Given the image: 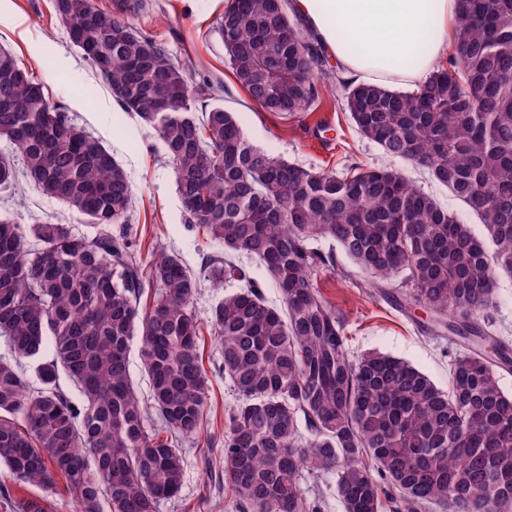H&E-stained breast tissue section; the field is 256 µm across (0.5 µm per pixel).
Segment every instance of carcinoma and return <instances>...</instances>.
Here are the masks:
<instances>
[{"instance_id":"cac0c4a2","label":"carcinoma","mask_w":512,"mask_h":512,"mask_svg":"<svg viewBox=\"0 0 512 512\" xmlns=\"http://www.w3.org/2000/svg\"><path fill=\"white\" fill-rule=\"evenodd\" d=\"M459 2L455 55L411 93L328 76L289 0H226L218 31L254 103L294 115L340 86L359 134L427 170L477 214L483 237L397 170L315 171L251 144L234 113L210 104L220 81L191 89L193 64L132 24L153 0H52L122 111L156 131L188 223L224 247L208 267L212 286L240 283L212 307L211 326L239 394L219 464L243 512H317L307 471L336 475L344 512H512V393L501 387L512 343L492 315L498 272L512 273V0ZM2 140L42 194L96 232L0 216L10 349L0 357V466L19 486L51 490L62 478L77 512H159L183 481L174 439L197 436L207 408L199 280L166 251L143 274L115 231L132 207L125 170L0 48ZM317 237L336 242L371 288L398 284L440 334L466 340L448 390L400 359L349 357L343 322L313 281L336 262L312 247ZM240 256L266 269L280 305ZM134 343L153 424L131 381ZM0 506L48 512L42 498L14 506L2 487Z\"/></svg>"}]
</instances>
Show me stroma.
Wrapping results in <instances>:
<instances>
[{"label": "stroma", "instance_id": "obj_1", "mask_svg": "<svg viewBox=\"0 0 512 512\" xmlns=\"http://www.w3.org/2000/svg\"><path fill=\"white\" fill-rule=\"evenodd\" d=\"M154 11L136 26L162 43L173 60L194 64L190 85L220 77L224 89L218 101L234 112L244 136L274 157L322 171H341L352 163L400 171L442 207L466 224L478 217L447 187L409 161L390 157L361 137L345 110L341 93L326 95L310 110L296 115L263 111L236 83L216 28L224 0H156ZM0 47L9 49L19 64L42 83L51 102L63 106L78 127L101 141L129 177L133 207L125 226L140 265H148L158 249L176 253L199 279L193 310L202 329L203 367L209 400L199 436L180 440L185 466L182 487L163 502L160 512H237L231 493L214 486L206 474V458H220L228 411L238 395L225 381L217 338L210 326L212 306L236 292L237 283L212 287L205 267L223 255L221 245L206 239L187 224L176 189L171 163L155 131L126 114L112 99L103 78L70 40L58 20L52 0H0ZM0 212L27 223L39 217L70 225L79 236L94 227L83 214L39 192L25 173L12 186L0 189ZM314 280L322 296L344 318L350 357L377 351L403 359L447 388L451 346L447 338L425 333L430 314L421 307L405 308L399 289L387 294L365 288V273L346 255H338L335 269L322 270Z\"/></svg>", "mask_w": 512, "mask_h": 512}]
</instances>
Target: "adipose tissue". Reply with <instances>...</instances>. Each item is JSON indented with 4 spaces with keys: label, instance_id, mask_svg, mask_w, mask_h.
<instances>
[{
    "label": "adipose tissue",
    "instance_id": "obj_1",
    "mask_svg": "<svg viewBox=\"0 0 512 512\" xmlns=\"http://www.w3.org/2000/svg\"><path fill=\"white\" fill-rule=\"evenodd\" d=\"M459 0H292L345 77L409 85L453 47Z\"/></svg>",
    "mask_w": 512,
    "mask_h": 512
}]
</instances>
